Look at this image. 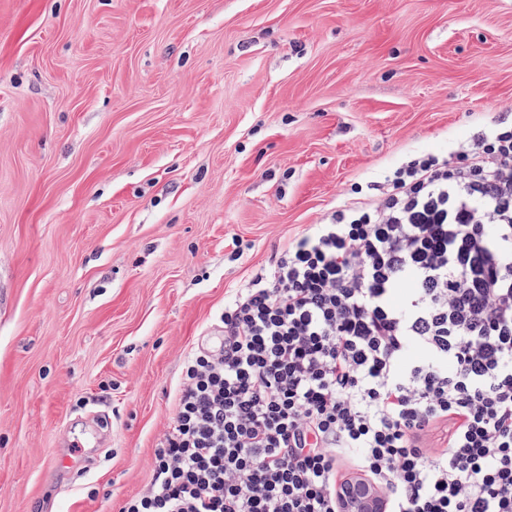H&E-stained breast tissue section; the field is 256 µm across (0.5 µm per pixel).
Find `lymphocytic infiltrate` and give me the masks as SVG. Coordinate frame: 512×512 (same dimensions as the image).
Masks as SVG:
<instances>
[{"instance_id":"lymphocytic-infiltrate-1","label":"lymphocytic infiltrate","mask_w":512,"mask_h":512,"mask_svg":"<svg viewBox=\"0 0 512 512\" xmlns=\"http://www.w3.org/2000/svg\"><path fill=\"white\" fill-rule=\"evenodd\" d=\"M184 358L119 512H512V122L410 158L289 241Z\"/></svg>"}]
</instances>
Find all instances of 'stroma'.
<instances>
[{
  "instance_id": "1",
  "label": "stroma",
  "mask_w": 512,
  "mask_h": 512,
  "mask_svg": "<svg viewBox=\"0 0 512 512\" xmlns=\"http://www.w3.org/2000/svg\"><path fill=\"white\" fill-rule=\"evenodd\" d=\"M504 117L512 0H0V512L144 491L235 289Z\"/></svg>"
}]
</instances>
